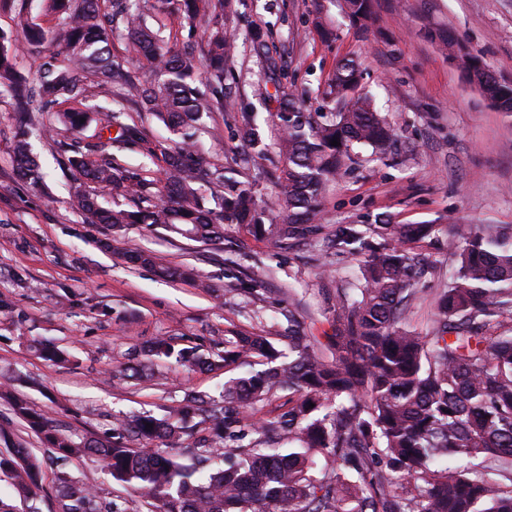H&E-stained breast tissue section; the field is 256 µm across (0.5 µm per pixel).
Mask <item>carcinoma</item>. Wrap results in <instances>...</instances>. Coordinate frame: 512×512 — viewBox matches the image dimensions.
Instances as JSON below:
<instances>
[{"label":"carcinoma","instance_id":"1","mask_svg":"<svg viewBox=\"0 0 512 512\" xmlns=\"http://www.w3.org/2000/svg\"><path fill=\"white\" fill-rule=\"evenodd\" d=\"M146 2L47 0L42 22L18 4L15 25L36 56L35 69L27 72L16 66L12 37L0 31V98L22 115L47 114L53 130L61 125L70 133L59 145L76 174L72 208L88 223L114 231L159 226L210 245L224 242L226 224L286 247L319 235L327 187L354 163L353 145L385 155L397 140L395 128L360 91L358 66L349 61L336 69L329 102L319 112L302 111L291 95L281 97L268 144L254 137L247 121L253 163L262 165L271 148L284 159L274 178L281 223L264 224L254 185L225 176L197 146L203 117L230 106L224 63L237 37L224 30V0ZM342 2L353 24L374 23L372 0ZM161 12L191 29L206 25L205 59L192 49L173 53L165 46V25L151 23ZM116 34L149 62L155 77L124 71L112 55ZM47 42L61 49L49 52ZM251 43L267 70L283 76L263 36L253 35ZM442 44L484 99L511 114L512 83L498 80L459 42ZM201 75L207 95L194 86ZM110 81L122 95L87 111L91 88ZM130 104L173 137L153 139L137 122H127ZM93 121L98 135L84 144L78 133ZM114 148L162 161L164 186L149 169L138 173L115 164ZM12 153L21 179L43 182L22 126ZM433 232L431 224L340 226L327 247L357 257L361 278L353 288L336 289L334 333L323 341L290 317L286 354L261 334L237 333L214 357L158 336L121 364L130 378L142 376L155 360L172 358L181 365L243 370L224 379L222 405L190 393L160 417L142 412L115 420L104 438L66 434L16 396L13 412L56 458L98 462L115 483L150 499L149 512H512V225H452L448 281L433 293L435 320L422 336L407 327L408 308L420 292V258L407 245ZM126 259L162 278L189 276L148 253ZM283 392L290 394L283 413L271 420L248 415ZM247 428L257 438L242 445ZM184 436L194 443L188 457L171 449ZM282 436L288 437L286 448L278 445ZM2 476L21 500L37 496L39 462L22 445L0 451ZM57 493L62 512H118L64 472Z\"/></svg>","mask_w":512,"mask_h":512}]
</instances>
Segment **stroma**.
<instances>
[{
    "instance_id": "35a3bbf8",
    "label": "stroma",
    "mask_w": 512,
    "mask_h": 512,
    "mask_svg": "<svg viewBox=\"0 0 512 512\" xmlns=\"http://www.w3.org/2000/svg\"><path fill=\"white\" fill-rule=\"evenodd\" d=\"M372 2L377 23L364 32L344 18L339 0H232L224 27L235 31L239 49L224 68V95L235 106L213 113L198 140L226 176L256 180L260 205L268 207L271 174L283 161L273 152L263 169L249 163L242 115L252 113L259 135L270 138L277 91L250 47V32L267 34L271 52L287 66L289 91L310 112L323 106L337 65L359 63L362 90L410 152L379 157L356 147V164L326 194L322 223L330 232L381 218L435 225L433 238L415 245L425 262L423 293L408 312L409 329L425 334L434 320L432 290L448 278L449 223L512 225V114L484 100L438 37L465 43L497 79L512 81V0ZM48 123L43 115L32 126V151L45 174L36 188L15 173L18 116L0 103V377L13 378L16 393L35 409L73 434L100 437L114 419L162 414L188 392L221 401L222 369L160 361L141 380L114 375L125 353L155 337H184L216 355L237 332L269 336L287 349L292 315L312 335L331 333L325 312L337 286L357 284L354 256L314 245L288 250L237 224L225 225L223 244L205 245L160 228L115 233L87 223L69 204L74 175L63 167L55 138L44 135ZM129 251L193 268L212 289L158 278L128 264ZM39 341L66 350L69 363L39 358ZM0 424L9 430L0 451L20 443L41 461L39 512H59L56 477L63 471L128 512H147L142 497L113 483L98 464L56 461L4 398Z\"/></svg>"
}]
</instances>
